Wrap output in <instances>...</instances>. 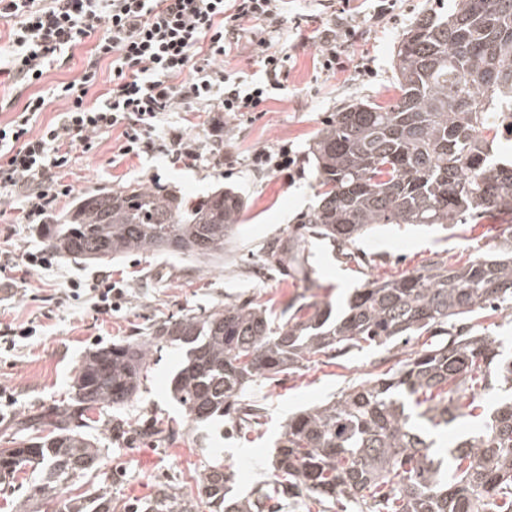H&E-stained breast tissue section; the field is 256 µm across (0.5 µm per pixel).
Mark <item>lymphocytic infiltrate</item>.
<instances>
[{"label":"lymphocytic infiltrate","instance_id":"lymphocytic-infiltrate-1","mask_svg":"<svg viewBox=\"0 0 512 512\" xmlns=\"http://www.w3.org/2000/svg\"><path fill=\"white\" fill-rule=\"evenodd\" d=\"M283 0H0V18L12 24L10 52L0 75L29 89L22 108L0 123V196L17 200L20 222L51 221L70 185L60 180L76 153H92L97 136L121 129L122 156L150 150L164 137L170 154L199 160L190 138L165 132L167 113L191 102L213 104L228 114L255 111L279 89L284 61L267 30L281 24ZM255 25L250 52L261 74L243 82L216 70L217 61L238 46L243 23ZM95 43L79 76L52 90L65 108L55 121L35 128L46 98L34 92L49 70L63 65L87 38ZM112 68V87L97 98L101 62ZM74 297L86 296L100 312L124 298L111 275L91 283L67 282Z\"/></svg>","mask_w":512,"mask_h":512}]
</instances>
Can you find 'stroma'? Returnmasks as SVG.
<instances>
[{"label":"stroma","instance_id":"35a3bbf8","mask_svg":"<svg viewBox=\"0 0 512 512\" xmlns=\"http://www.w3.org/2000/svg\"><path fill=\"white\" fill-rule=\"evenodd\" d=\"M430 0H397L391 13L380 16L375 0H350L348 13L357 38L341 56L343 66L325 73L319 68L313 31L330 24L326 0H287V20L274 35L289 59L280 76L281 88L256 111L227 115L204 103L169 113L166 126L183 131L202 153L194 164L160 152L114 158L115 136L103 137L97 149L80 156L62 178L72 187L61 197L58 212L69 209L74 196L126 184L158 185L189 200L232 187L248 208L223 261L200 264L181 258L128 255L107 263L60 260L56 271L27 272L23 255L42 247L35 228L16 221L8 203L0 202V253L8 259L0 272V329L36 327L29 338H16L11 350L0 349V391L11 402L0 407V440L10 439L25 416L67 401L76 367L96 348L128 337L145 335L168 317L200 314L228 302L261 303L280 310L312 299L334 301L350 289L376 278L393 279L436 261L460 265L493 243L484 224H461L435 230L390 224L358 241L352 256L341 255L322 240L301 245L307 278L291 274L287 261L272 258L267 246L287 238L303 213L317 203L314 160L309 145L322 124L341 107L359 101L385 104L397 98L392 55L405 29ZM291 149L299 169L294 178L255 168L257 150ZM111 274L126 292L120 310L102 314L89 301L75 300L65 280ZM433 334L414 337L390 350H358L329 359L319 357L298 370L256 383L244 392L261 408L259 417L214 431L197 442L194 425L173 398L171 379L183 360L168 346L152 357V369L139 395L125 408L103 410L89 433L105 448L102 468L72 487L80 494L93 487L125 506L150 498L158 484H172L197 495L194 472L218 462L233 472L231 494L249 495L272 480L280 426L298 409L336 397L349 385L394 367L411 352L432 343ZM166 423L159 440L141 439L135 427L145 421ZM123 424L126 434L112 437L108 422Z\"/></svg>","mask_w":512,"mask_h":512}]
</instances>
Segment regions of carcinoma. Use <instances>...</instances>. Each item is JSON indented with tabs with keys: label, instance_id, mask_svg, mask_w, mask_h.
Here are the masks:
<instances>
[{
	"label": "carcinoma",
	"instance_id": "cac0c4a2",
	"mask_svg": "<svg viewBox=\"0 0 512 512\" xmlns=\"http://www.w3.org/2000/svg\"><path fill=\"white\" fill-rule=\"evenodd\" d=\"M400 96L384 106L351 103L309 145L318 204L284 252L304 268V236L340 251L386 224H503L493 252L450 266L433 262L400 278L355 288L340 309L291 304L281 319L258 303L226 304L170 317L142 339L92 351L78 365L65 404L19 422L35 436L0 447V472L41 478L19 512H114L112 497L64 489L96 471L99 440L90 413L132 401L153 352L176 345L186 361L173 396L193 423L234 420L250 385L316 356L364 344L388 348L433 329L448 338L410 353L398 366L335 398L298 410L276 445L274 479L244 498L229 496L234 474L222 465L196 473L201 503L163 485L132 512H276L269 502L299 500L306 512H512V359L487 329L466 322L512 308V163L495 155L498 116L512 115V0H455L409 25L393 58ZM248 201L225 188L190 203L156 186H122L77 196L42 237L64 259L166 255L215 262ZM504 392L482 427L452 447L433 433L482 408L477 387Z\"/></svg>",
	"mask_w": 512,
	"mask_h": 512
}]
</instances>
